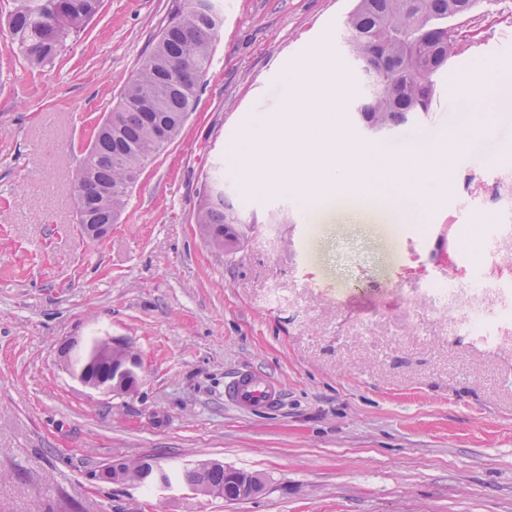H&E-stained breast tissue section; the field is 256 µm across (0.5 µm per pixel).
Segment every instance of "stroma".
<instances>
[{"instance_id":"1","label":"stroma","mask_w":512,"mask_h":512,"mask_svg":"<svg viewBox=\"0 0 512 512\" xmlns=\"http://www.w3.org/2000/svg\"><path fill=\"white\" fill-rule=\"evenodd\" d=\"M172 3L103 0L38 74L13 52L11 0H0V512H512V325L466 335L459 310L421 293L482 274L461 261L473 236L512 264V220L484 227L512 198V110L471 142L488 168L456 172L421 224L310 220L295 194L246 186L224 145L277 122L285 75L328 52L344 78L343 128L384 150L349 110L363 87L336 52L355 2L218 0L195 111L111 234L89 240L74 179ZM453 24L461 47L436 97L469 114L461 77L482 59L512 68V0H478ZM218 176L257 221L233 254L194 224L202 184ZM104 336L141 358L136 393L103 395L67 370L65 346ZM242 369L277 380L280 403L225 402ZM116 457L169 471L220 461L262 488L225 500L102 481Z\"/></svg>"}]
</instances>
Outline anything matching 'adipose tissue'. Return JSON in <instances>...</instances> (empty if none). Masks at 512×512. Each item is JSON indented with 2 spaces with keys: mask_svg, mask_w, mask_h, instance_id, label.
Returning <instances> with one entry per match:
<instances>
[{
  "mask_svg": "<svg viewBox=\"0 0 512 512\" xmlns=\"http://www.w3.org/2000/svg\"><path fill=\"white\" fill-rule=\"evenodd\" d=\"M465 81L475 94L474 127L489 128L496 112L512 109V95L505 91L512 84L511 69L485 63L471 71Z\"/></svg>",
  "mask_w": 512,
  "mask_h": 512,
  "instance_id": "ef3b65f1",
  "label": "adipose tissue"
}]
</instances>
